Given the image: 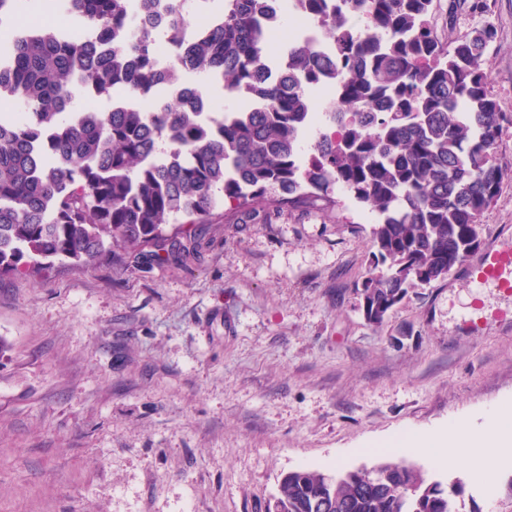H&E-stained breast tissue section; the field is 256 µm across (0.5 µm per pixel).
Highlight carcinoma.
<instances>
[{
    "instance_id": "carcinoma-1",
    "label": "carcinoma",
    "mask_w": 512,
    "mask_h": 512,
    "mask_svg": "<svg viewBox=\"0 0 512 512\" xmlns=\"http://www.w3.org/2000/svg\"><path fill=\"white\" fill-rule=\"evenodd\" d=\"M12 0L61 11L80 28L10 37L0 96L24 117L0 115V279L83 265L112 247L168 240L164 226L199 224L225 204L332 211L340 190L375 220L372 272L352 291L381 326L409 293L448 278L480 249V215L505 170L496 157L504 116L489 91L484 27L448 47L434 36L435 0H292L288 15L326 41L288 45V71L271 79L262 22L267 0H223L220 22L188 38L187 0ZM359 13L363 29L349 26ZM185 45L162 70V40ZM220 72L247 106L195 114ZM194 77L180 97L162 89ZM117 89L155 99V112L89 100ZM329 90L333 123H316L310 94ZM328 475L300 469L279 483L274 512H462V487L428 480L402 460ZM416 486L405 494L407 484Z\"/></svg>"
}]
</instances>
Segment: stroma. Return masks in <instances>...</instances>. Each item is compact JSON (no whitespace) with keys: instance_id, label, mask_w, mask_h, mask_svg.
Listing matches in <instances>:
<instances>
[{"instance_id":"stroma-1","label":"stroma","mask_w":512,"mask_h":512,"mask_svg":"<svg viewBox=\"0 0 512 512\" xmlns=\"http://www.w3.org/2000/svg\"><path fill=\"white\" fill-rule=\"evenodd\" d=\"M444 43L497 31L484 67L509 117L485 246L512 250V0H440ZM372 220L216 209L169 224L186 254L115 249L0 279V512H268L282 477L388 461L381 443L512 399V323L461 325L474 301L512 311L469 268L410 294L382 326L352 293L372 268ZM407 463L461 483L464 512H512V460L476 477L459 458Z\"/></svg>"}]
</instances>
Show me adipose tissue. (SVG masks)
Instances as JSON below:
<instances>
[{"label":"adipose tissue","instance_id":"adipose-tissue-1","mask_svg":"<svg viewBox=\"0 0 512 512\" xmlns=\"http://www.w3.org/2000/svg\"><path fill=\"white\" fill-rule=\"evenodd\" d=\"M400 453L424 452L434 465H444L450 452H458L473 472L485 474L512 455V402L500 405L478 426L461 421L418 430L390 441Z\"/></svg>","mask_w":512,"mask_h":512}]
</instances>
